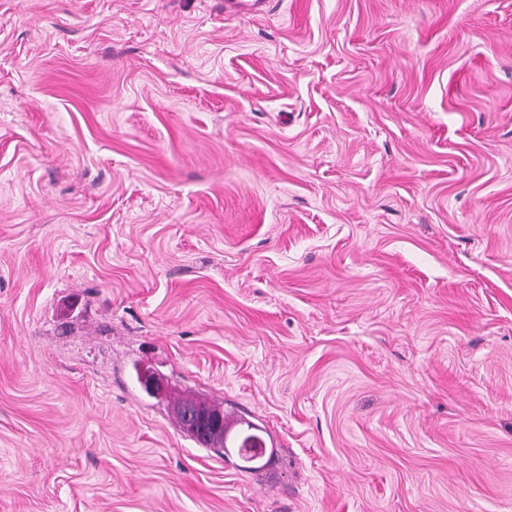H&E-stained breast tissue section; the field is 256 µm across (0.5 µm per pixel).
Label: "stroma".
Returning <instances> with one entry per match:
<instances>
[{"label":"stroma","instance_id":"35a3bbf8","mask_svg":"<svg viewBox=\"0 0 512 512\" xmlns=\"http://www.w3.org/2000/svg\"><path fill=\"white\" fill-rule=\"evenodd\" d=\"M0 512H512V0H0ZM216 405L187 399L181 407V417L187 434L208 442L224 443V454L228 447L224 442V413Z\"/></svg>","mask_w":512,"mask_h":512}]
</instances>
